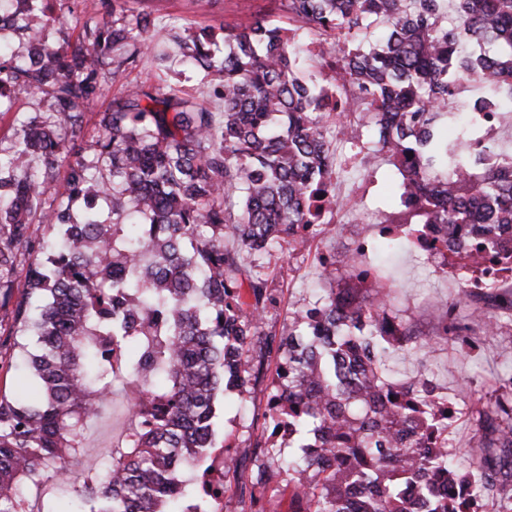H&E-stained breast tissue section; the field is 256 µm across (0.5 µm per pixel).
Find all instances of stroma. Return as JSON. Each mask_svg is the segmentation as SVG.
<instances>
[{"label":"stroma","instance_id":"1","mask_svg":"<svg viewBox=\"0 0 512 512\" xmlns=\"http://www.w3.org/2000/svg\"><path fill=\"white\" fill-rule=\"evenodd\" d=\"M156 16L157 50L173 51L169 39L170 28L184 29L224 25L233 26L261 13L267 19L279 20L273 0H219L208 5L206 0H152ZM154 56H146L125 80L114 83L108 97L95 101L93 111H104L112 97L118 96L129 84L159 85L170 78ZM374 181L366 206L380 218L377 224H340L334 237L328 239L295 238L276 249L270 260L269 273L276 304L267 306L264 315L265 333L277 335L288 323L292 310L315 301L327 282L319 276V261L327 255H340L354 236H379L382 221L399 219V197L402 179L386 156L369 152L364 164L350 171L346 182L338 184L340 195H347L350 186L363 177ZM390 288V313L417 338L428 341L427 349L415 355L392 358V365L400 371L411 372L426 367L442 392L447 393L455 414L450 420V437L461 465H469L475 453L473 445L477 428L470 409L478 401L488 399L498 387L500 377L512 372V322L501 321L492 332H485L475 317L472 305L457 302L458 279L442 273L429 264L418 250H406L386 267L380 281ZM456 310L463 322L468 323L472 351H464L460 343L445 338L443 327L449 310ZM23 338L10 334L8 326H0V390L16 392L23 377L20 348ZM252 381L242 398H230L221 403L214 420L218 439L224 449L238 461L236 472L224 477V512H288L286 493L267 490L260 502H253L249 482L250 470L262 454L254 440L262 430L268 407L272 379L278 354L275 346L251 349ZM125 393L114 394L111 408L107 409L87 434L89 453L100 452L111 437L120 434L128 425Z\"/></svg>","mask_w":512,"mask_h":512}]
</instances>
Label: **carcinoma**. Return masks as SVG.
<instances>
[{
	"mask_svg": "<svg viewBox=\"0 0 512 512\" xmlns=\"http://www.w3.org/2000/svg\"><path fill=\"white\" fill-rule=\"evenodd\" d=\"M18 2L0 24L23 32L28 55L0 52V117L19 94L45 96L48 111L10 126L0 152V309L29 338L22 396L0 395V512H65L67 498L109 512H210L196 449L216 447L218 402L251 380L247 346L275 301L266 258L287 238L335 230L317 201L334 162L328 123L346 102L327 94L324 73L299 76L302 30L347 43L341 57L329 43L322 67L375 106L367 123L402 176L404 223L431 204L445 246L469 245L475 283L512 273V252L491 251L512 225V173L487 164L494 149L473 135L512 121V0H275L297 26L259 14L224 27L222 49L207 28L173 35L202 86L130 87L90 142L88 106L152 50L149 6L112 0L105 21L97 0H82L78 36L66 16L47 19L51 44L29 20L42 0ZM372 27L382 37L366 45ZM464 78L485 90L466 119L444 111ZM338 265L345 285L291 313L278 338L268 419L290 451L259 464L252 485L288 489L290 512H411L415 494L419 512H485L491 489L497 512H512V384L471 409L476 484L448 439V395L424 370L391 376L386 358L411 354L413 337L384 289L366 288L376 268L327 256L332 282ZM119 386L131 424L92 456L86 429Z\"/></svg>",
	"mask_w": 512,
	"mask_h": 512,
	"instance_id": "1",
	"label": "carcinoma"
}]
</instances>
